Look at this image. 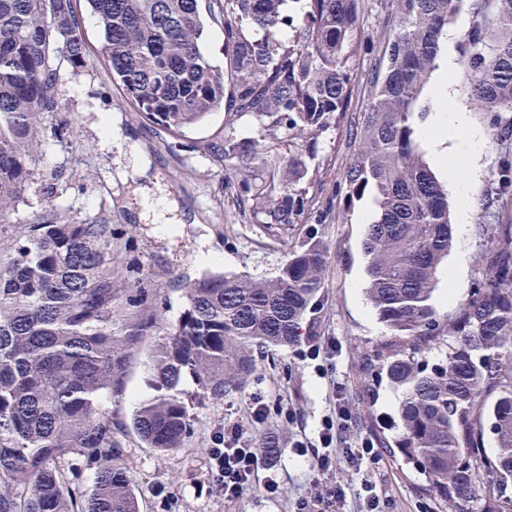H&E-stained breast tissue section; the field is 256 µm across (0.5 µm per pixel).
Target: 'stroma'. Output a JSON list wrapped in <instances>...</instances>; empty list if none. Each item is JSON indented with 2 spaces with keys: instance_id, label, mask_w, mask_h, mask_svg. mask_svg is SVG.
<instances>
[{
  "instance_id": "obj_1",
  "label": "stroma",
  "mask_w": 512,
  "mask_h": 512,
  "mask_svg": "<svg viewBox=\"0 0 512 512\" xmlns=\"http://www.w3.org/2000/svg\"><path fill=\"white\" fill-rule=\"evenodd\" d=\"M79 14L90 57L87 67L61 72L59 90L66 110L58 119L66 127L68 148L63 151L47 142L38 161L47 170L67 163L68 176L52 189L41 182L29 184L17 208L0 216V225L36 224L52 208L77 220L109 217L117 245L141 287L158 289L157 313L168 327L187 306V281L209 273L270 277L291 250L312 238L329 251L320 302L312 313V336L285 349L258 352L255 371L242 392L195 403L191 432L176 451L145 447L130 430L140 404L158 394L153 385L154 340L134 352L123 393L105 399L104 405L127 430L123 464L135 480L143 512H298L301 501L325 496L327 486L336 483L346 491L340 512H365L372 493L378 495L382 512H454L452 503L402 459L385 452L380 462L355 468L347 458L363 441L378 447L400 431L401 389L381 382L370 405L361 387V352L389 340L390 333L365 295L363 215L373 209L372 195L347 200L343 181L358 151L370 78L395 24L392 0H360L352 95L339 127L318 140L317 158L328 168L313 191L303 224L251 222L236 178L226 177L221 158L207 149L224 137V112L211 113L202 125L178 137L144 122L100 64L97 19L85 8ZM104 115L112 121L108 147L100 136ZM508 154L512 139L484 145L478 161L481 174L470 184L471 222L464 235L455 236L442 264L450 269L458 255H465L462 292L456 302L444 303L448 282L440 280L432 300L440 316L454 315L474 292L477 261L489 245L477 227L495 221L482 199ZM314 344L320 348L315 360L309 357ZM257 401L271 409L261 423L251 416ZM340 407L347 419L331 449L335 467L324 477L315 468L323 452L318 433L323 419ZM227 426L238 427L251 448L259 447L268 430L280 434L273 467L259 469L252 487L231 501L212 491L207 457L216 432ZM296 441L302 442V453H295ZM269 479L276 481V493L265 491Z\"/></svg>"
}]
</instances>
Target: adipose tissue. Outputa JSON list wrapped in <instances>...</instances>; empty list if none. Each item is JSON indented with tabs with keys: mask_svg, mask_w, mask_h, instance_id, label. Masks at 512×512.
Wrapping results in <instances>:
<instances>
[{
	"mask_svg": "<svg viewBox=\"0 0 512 512\" xmlns=\"http://www.w3.org/2000/svg\"><path fill=\"white\" fill-rule=\"evenodd\" d=\"M465 19L449 24L444 48L427 87L428 95L437 108L431 112L419 130L421 142L425 145L433 164L448 180L456 201V221L466 225L470 222L469 185L479 174L476 160L481 152L482 139L470 125L469 111L458 100L452 75L459 69V57L454 45L460 38ZM462 157L467 161L466 174H459L451 167L450 159Z\"/></svg>",
	"mask_w": 512,
	"mask_h": 512,
	"instance_id": "ef3b65f1",
	"label": "adipose tissue"
}]
</instances>
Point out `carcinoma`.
Masks as SVG:
<instances>
[{
	"instance_id": "cac0c4a2",
	"label": "carcinoma",
	"mask_w": 512,
	"mask_h": 512,
	"mask_svg": "<svg viewBox=\"0 0 512 512\" xmlns=\"http://www.w3.org/2000/svg\"><path fill=\"white\" fill-rule=\"evenodd\" d=\"M77 0H0V216L29 184L50 186V119L65 111L63 65L87 66ZM103 34L102 61L140 117L170 136L221 110L219 156L238 178L255 224H301L324 168L320 135L339 125L352 93L350 60L358 0H86ZM396 24L372 77L360 149L343 175L348 197L370 188L375 214L363 241L366 295L397 348L361 356L364 392L386 378L404 388L397 453L457 512H512V218L481 224L492 246L481 256L477 290L448 320L432 294L453 243L448 193L425 159L417 125L432 111L424 90L437 68L448 23L464 9L459 78L490 115L493 141L512 136V0H394ZM224 35V65L204 42L207 24ZM255 121L241 136L238 118ZM512 192V160L487 189L492 207ZM0 248V512H141L123 466V430L102 404L121 388L133 349L157 336L155 381L165 393L135 412L145 447L171 452L191 430L180 386L202 397L242 391L255 352L303 336L320 298L327 248L307 242L270 280L209 274L188 282L187 308L165 330L155 290L128 280L112 222H73L57 213L13 231ZM448 332L432 366L416 355ZM494 425L497 452L487 453ZM95 465L92 493L73 466Z\"/></svg>"
}]
</instances>
